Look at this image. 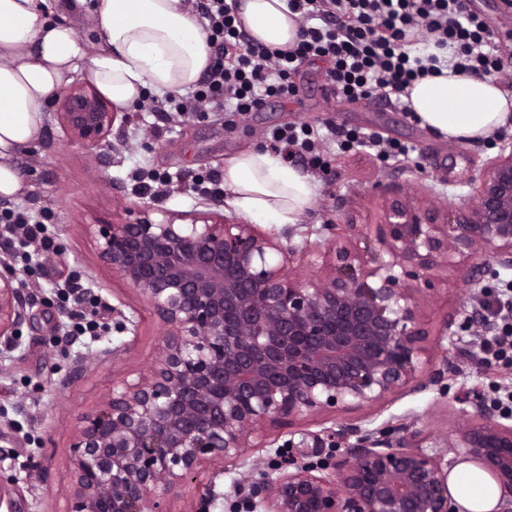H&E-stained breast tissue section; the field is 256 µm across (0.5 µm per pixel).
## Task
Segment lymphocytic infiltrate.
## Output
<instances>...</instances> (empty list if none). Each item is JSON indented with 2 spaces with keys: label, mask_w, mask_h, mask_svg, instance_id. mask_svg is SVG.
<instances>
[{
  "label": "lymphocytic infiltrate",
  "mask_w": 512,
  "mask_h": 512,
  "mask_svg": "<svg viewBox=\"0 0 512 512\" xmlns=\"http://www.w3.org/2000/svg\"><path fill=\"white\" fill-rule=\"evenodd\" d=\"M239 0H197L196 13L207 34L210 64L187 94L151 99L149 111L164 116L189 112L257 111L267 98L288 99L295 93L293 74L302 64L327 63L328 87L340 99L380 98L410 112L412 83L438 73V53L452 49L454 72L480 78L498 77L497 43L486 22L461 5V0H288L300 21L297 43L273 50L251 38L238 17ZM435 51L411 55L412 45ZM267 140L284 158H297L308 168L327 171L323 145L375 151L381 160H410L414 149L374 133L328 126L319 134L305 122L271 129ZM16 253L29 258L30 247L49 250L52 240L42 220L23 205L0 206V236ZM496 324L475 336L481 366L512 367V281L495 289Z\"/></svg>",
  "instance_id": "obj_1"
}]
</instances>
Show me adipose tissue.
I'll use <instances>...</instances> for the list:
<instances>
[{"instance_id": "ef3b65f1", "label": "adipose tissue", "mask_w": 512, "mask_h": 512, "mask_svg": "<svg viewBox=\"0 0 512 512\" xmlns=\"http://www.w3.org/2000/svg\"><path fill=\"white\" fill-rule=\"evenodd\" d=\"M47 0H0V195L16 197L26 185L15 167L22 149L43 132V105L81 74L122 110L146 89L181 91L209 64L207 37L191 0H96V47L76 29L49 21ZM239 16L252 38L285 50L298 25L287 0H241ZM409 101L428 127L454 140L485 139L512 114V99L488 79L442 69L416 80ZM233 211L256 224H297L313 206L318 185L281 154L250 149L224 166ZM448 489L461 512H495L500 489L469 463L456 466Z\"/></svg>"}]
</instances>
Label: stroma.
Returning a JSON list of instances; mask_svg holds the SVG:
<instances>
[{
  "label": "stroma",
  "mask_w": 512,
  "mask_h": 512,
  "mask_svg": "<svg viewBox=\"0 0 512 512\" xmlns=\"http://www.w3.org/2000/svg\"><path fill=\"white\" fill-rule=\"evenodd\" d=\"M500 0H467L466 8L479 14L499 35L501 79L512 83V11ZM327 66H302L295 75V101L267 100L256 112L231 117L222 112L187 115L170 122L141 106L129 108L126 123L115 125L112 145L90 151L73 143L44 105L45 127L35 148L20 152L15 164L26 183L18 201L32 214L47 218L53 249L23 265L0 243V262L24 270L32 297L29 318L13 339L0 338V475L12 477L10 496L15 512H65L75 478L67 456L80 417L99 401L113 382L135 379L158 359L164 334L162 323L132 288L113 277L100 263L88 224L125 214L141 202L139 173L154 171L170 180L163 194L152 197L154 207L179 214L230 209L224 199L194 193L192 183L213 172H223L229 157L254 148H266L265 134L275 127L307 122L374 132L415 147L413 163L385 162L362 151L342 152L328 146V173L318 174V197L291 243L325 250L326 225L380 221L391 193L439 210L471 201L474 188L502 141L512 140V121L496 140L458 142L440 138L379 100H340L326 86ZM464 271L440 272L434 290L418 298L419 315L430 329H438L455 315L448 338V358L458 369L449 374L446 388L435 386L395 395L373 411L352 408L322 419L297 420L295 429L320 431L324 423L354 424L361 429L397 418L412 430L436 439H452L468 421L461 397L489 402L490 382L506 377V370L478 366L468 340L475 323V303L466 300ZM139 321L138 333L119 331V315ZM106 323L99 339L77 335L79 320ZM114 347V356L98 360L101 349ZM88 359L87 370L74 384L59 389L75 355ZM214 485L209 512H246V490L239 487V470L205 472Z\"/></svg>",
  "instance_id": "obj_1"
}]
</instances>
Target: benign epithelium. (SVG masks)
Masks as SVG:
<instances>
[{"instance_id": "obj_1", "label": "benign epithelium", "mask_w": 512, "mask_h": 512, "mask_svg": "<svg viewBox=\"0 0 512 512\" xmlns=\"http://www.w3.org/2000/svg\"><path fill=\"white\" fill-rule=\"evenodd\" d=\"M55 116L72 142L111 145L118 113L96 88L56 93ZM475 201L443 214L395 194L375 238L355 224H333L325 275L289 268L299 251L253 224L217 212L183 217L149 202L126 217L87 225L101 262L133 288L165 327L158 360L88 411L68 457L75 476L66 512H170L160 491L199 477L208 465L237 461L265 422L287 427L307 416L370 408L389 395L437 385L448 370L442 342L419 317L417 295L436 272L492 254L512 268V145L500 147L475 189ZM280 259H275V256ZM487 271L466 277L469 299L483 304ZM17 273H0V337L27 317ZM456 439L395 437L390 423L362 433L325 428L283 444L276 478L240 473L250 508L261 512H453L448 453L462 450L502 492L512 512V425L479 400ZM357 437L349 461L317 476L304 459Z\"/></svg>"}]
</instances>
